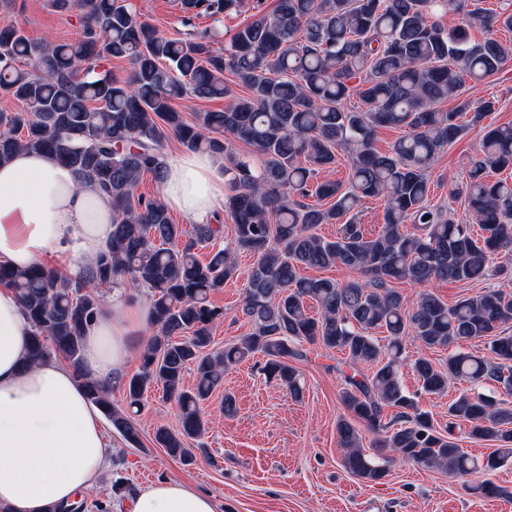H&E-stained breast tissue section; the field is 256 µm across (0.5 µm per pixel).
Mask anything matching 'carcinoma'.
Listing matches in <instances>:
<instances>
[{"mask_svg":"<svg viewBox=\"0 0 512 512\" xmlns=\"http://www.w3.org/2000/svg\"><path fill=\"white\" fill-rule=\"evenodd\" d=\"M52 7L80 16L77 38L34 39L11 22L0 24V93L24 106L0 113V163L21 149L48 153L81 185L111 199L114 220L83 281L41 264L14 270L0 262V284L15 290L30 324L29 361L66 363L133 447L141 444L133 415L147 387L161 385L178 427H158L155 443L192 464L206 454L194 442L207 425L203 403L224 372L260 355L265 378L298 397L301 377L288 360L303 356L296 345L317 344L346 354L353 370L341 391L347 414L336 425L346 472L377 483L399 459L458 479L480 473L485 479L466 489L501 496L489 475L512 461V405L478 391L448 403L450 419L470 424L469 438L498 443L474 457L453 433L437 430L420 396L442 395L457 380L512 395V291L453 304L429 291L440 282L484 280L492 256L512 249V181L494 178L512 170V127L488 129L469 162L462 194L471 223L429 201L441 151L494 111V101L473 104L462 95L466 84L512 62V43L495 35L512 31V12L490 11L482 0H277L270 12L256 9L219 53L207 31L159 36L127 0H52ZM181 7L188 27L200 15L238 11L243 0H181ZM440 11L461 16V24L445 28L436 20ZM475 25L486 31L479 42L469 39ZM112 59L131 63L128 77L108 73ZM188 93L231 102L190 121L175 107ZM446 101L457 105L443 110ZM382 127L403 131L386 152L375 147ZM171 136L227 162L224 215L234 235L204 260L197 252L219 235L222 218L194 225L187 237L159 197L136 194L145 174L162 182ZM237 141L251 154L239 153ZM340 153L347 180H317L335 170ZM310 197L326 205L306 203ZM367 198L385 204L375 235L358 217ZM321 224L338 225L336 236L319 235ZM239 252L254 257L239 307L252 331L212 351L211 330L224 312L210 297L238 276ZM332 267L359 279L301 274ZM119 283L146 291L153 333L116 404L110 386L89 377L83 351L102 309L97 289ZM397 283L422 288L411 308ZM475 341L491 357L463 348ZM409 343L421 352L455 346L439 367L423 355L414 359L417 393L401 380ZM190 369L196 381L187 388ZM357 422L380 436L375 454L365 453Z\"/></svg>","mask_w":512,"mask_h":512,"instance_id":"cac0c4a2","label":"carcinoma"}]
</instances>
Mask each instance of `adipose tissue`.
<instances>
[{
	"label": "adipose tissue",
	"mask_w": 512,
	"mask_h": 512,
	"mask_svg": "<svg viewBox=\"0 0 512 512\" xmlns=\"http://www.w3.org/2000/svg\"><path fill=\"white\" fill-rule=\"evenodd\" d=\"M224 179L205 153L166 161L162 201L194 223L224 210ZM108 197L80 187L75 173L50 156L21 151L0 164V261L26 268L55 255L61 273L86 274L112 234ZM151 311L117 289L84 347L89 375L117 382L146 340ZM30 326L15 292L0 285V506L46 512L92 490L107 464L98 409L62 361L28 363ZM131 512H216L214 499L175 480L152 484L134 497Z\"/></svg>",
	"instance_id": "ef3b65f1"
}]
</instances>
